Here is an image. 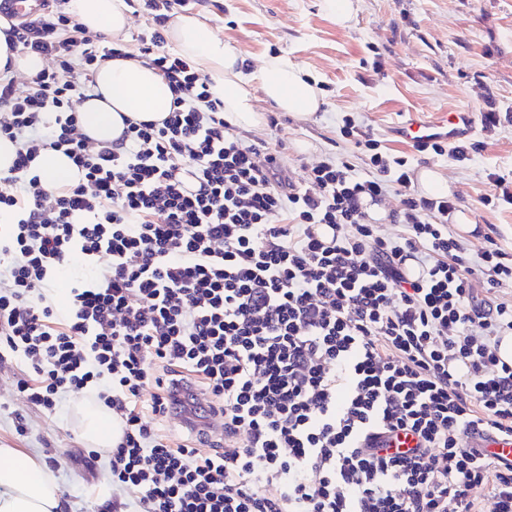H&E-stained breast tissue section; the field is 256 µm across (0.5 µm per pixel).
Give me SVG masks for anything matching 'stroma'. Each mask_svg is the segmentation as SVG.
<instances>
[{
	"instance_id": "obj_1",
	"label": "stroma",
	"mask_w": 512,
	"mask_h": 512,
	"mask_svg": "<svg viewBox=\"0 0 512 512\" xmlns=\"http://www.w3.org/2000/svg\"><path fill=\"white\" fill-rule=\"evenodd\" d=\"M321 0H194L190 13L245 57L244 72L256 77L263 62L287 58L306 78L321 84L323 104L311 120L288 117L278 127L241 128V135L280 151L295 181L307 165L332 154L356 173L364 158L339 133L344 113H356L383 145L409 155L412 170L431 167L451 183L457 205L466 207L476 231L465 234L469 256L486 237L512 248V210L489 211L487 172L512 177V124L491 136L475 134L478 148L467 164L451 156L416 151L396 133L404 119L447 112L478 116L487 98L512 107V0H359L350 26L341 27L320 9ZM20 366L0 361V448H18L41 459L57 458L54 476L67 512H96L99 505L130 502L110 474L111 449L97 452L94 470L80 461L88 445L78 432V393L61 396L45 416L17 390ZM24 433H17V422Z\"/></svg>"
}]
</instances>
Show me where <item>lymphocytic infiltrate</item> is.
Listing matches in <instances>:
<instances>
[{
	"instance_id": "f902f5d3",
	"label": "lymphocytic infiltrate",
	"mask_w": 512,
	"mask_h": 512,
	"mask_svg": "<svg viewBox=\"0 0 512 512\" xmlns=\"http://www.w3.org/2000/svg\"><path fill=\"white\" fill-rule=\"evenodd\" d=\"M66 2L8 31L53 68L24 92L0 76V137L18 144L0 174L14 217L0 231V360L24 365L19 392L48 415L69 389L111 410L112 482L138 512H512V463L463 443L512 435V365L498 357L512 300L471 284L477 272L512 288V250L492 240L469 258L448 224L455 199L415 193L408 156L350 114L339 133L365 175L328 156L294 183L169 48L189 0H125L151 17L134 55L173 100L162 123L94 142L76 104L94 65L132 54ZM49 150L78 183L45 186L33 162ZM394 190L395 240L363 206ZM75 255L109 262L76 277L60 313L48 283ZM188 411L221 432L171 433ZM403 434L417 447H391Z\"/></svg>"
}]
</instances>
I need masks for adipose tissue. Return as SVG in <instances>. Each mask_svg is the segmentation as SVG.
<instances>
[{"mask_svg": "<svg viewBox=\"0 0 512 512\" xmlns=\"http://www.w3.org/2000/svg\"><path fill=\"white\" fill-rule=\"evenodd\" d=\"M70 8L89 31L120 36L129 24L121 0H71ZM168 35L181 55L209 77L213 97L224 103V117L233 125L258 126L251 83L242 71L236 47L214 35L198 18L178 17ZM260 89L279 111L298 119L318 112V89L287 60L273 57L259 70ZM89 97L79 106L82 131L108 144L121 137L125 119L161 121L171 105L168 84L152 68L130 58L102 62ZM82 435L96 448L112 447L119 431L112 413L101 404H80ZM0 512H62V492L53 473L30 454L0 448Z\"/></svg>", "mask_w": 512, "mask_h": 512, "instance_id": "1", "label": "adipose tissue"}]
</instances>
